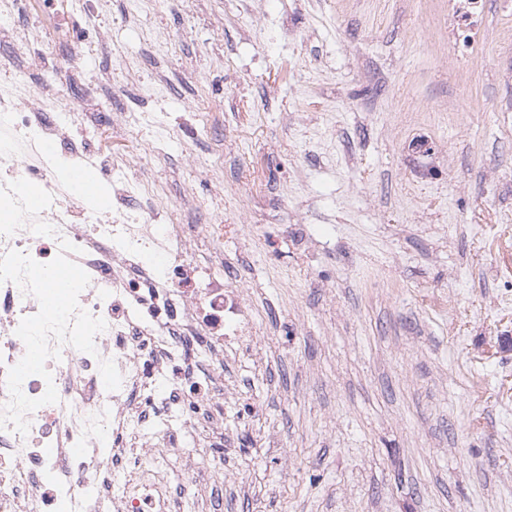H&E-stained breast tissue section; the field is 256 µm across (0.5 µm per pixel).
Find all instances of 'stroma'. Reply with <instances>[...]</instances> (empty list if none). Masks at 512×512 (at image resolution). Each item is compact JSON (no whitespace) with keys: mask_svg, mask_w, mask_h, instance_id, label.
Instances as JSON below:
<instances>
[{"mask_svg":"<svg viewBox=\"0 0 512 512\" xmlns=\"http://www.w3.org/2000/svg\"><path fill=\"white\" fill-rule=\"evenodd\" d=\"M110 11L128 56L168 32L172 91L143 111L224 101L253 334L225 354L223 512H512V0H485L465 82L445 0Z\"/></svg>","mask_w":512,"mask_h":512,"instance_id":"stroma-1","label":"stroma"}]
</instances>
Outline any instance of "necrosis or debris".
Here are the masks:
<instances>
[{
    "label": "necrosis or debris",
    "mask_w": 512,
    "mask_h": 512,
    "mask_svg": "<svg viewBox=\"0 0 512 512\" xmlns=\"http://www.w3.org/2000/svg\"><path fill=\"white\" fill-rule=\"evenodd\" d=\"M483 0H448L459 74L485 49ZM107 0H0V512H177L199 476L224 488V339L250 319L224 278L221 208L172 199L154 166L212 178L187 149L220 103L178 117L112 46ZM94 57L97 69H87ZM122 68L124 85L112 84ZM95 170L84 207L62 168ZM75 292L51 304L57 277ZM36 353V373L20 370Z\"/></svg>",
    "instance_id": "necrosis-or-debris-1"
}]
</instances>
